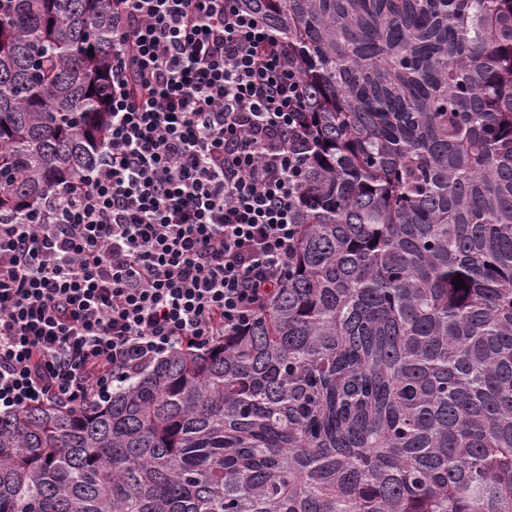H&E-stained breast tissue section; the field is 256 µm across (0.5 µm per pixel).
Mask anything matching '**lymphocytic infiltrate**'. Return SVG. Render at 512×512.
Here are the masks:
<instances>
[{
  "mask_svg": "<svg viewBox=\"0 0 512 512\" xmlns=\"http://www.w3.org/2000/svg\"><path fill=\"white\" fill-rule=\"evenodd\" d=\"M112 119L0 221V413L105 399L249 325L295 252L304 87L239 0H112Z\"/></svg>",
  "mask_w": 512,
  "mask_h": 512,
  "instance_id": "obj_1",
  "label": "lymphocytic infiltrate"
}]
</instances>
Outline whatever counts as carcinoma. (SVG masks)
<instances>
[{"instance_id":"carcinoma-1","label":"carcinoma","mask_w":512,"mask_h":512,"mask_svg":"<svg viewBox=\"0 0 512 512\" xmlns=\"http://www.w3.org/2000/svg\"><path fill=\"white\" fill-rule=\"evenodd\" d=\"M243 2L305 88L287 279L0 415V512H512V0ZM111 71L110 0H0V213L98 158Z\"/></svg>"}]
</instances>
